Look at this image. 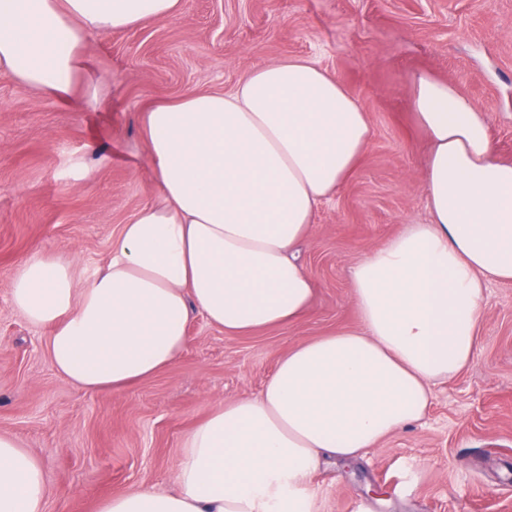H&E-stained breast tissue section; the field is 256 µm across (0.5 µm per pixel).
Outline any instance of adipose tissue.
<instances>
[{"label":"adipose tissue","instance_id":"adipose-tissue-1","mask_svg":"<svg viewBox=\"0 0 512 512\" xmlns=\"http://www.w3.org/2000/svg\"><path fill=\"white\" fill-rule=\"evenodd\" d=\"M182 0H0V73L71 94L91 37L170 19ZM411 118L430 142L427 220L351 269L359 328L304 339L261 394L215 403L184 434L175 490L138 487L96 512H319L323 456L354 459L421 419L430 389L474 359L487 288L512 282V162L482 110L418 73ZM157 199L86 278L32 255L12 304L50 327L53 369L88 391L121 390L172 365L193 312L242 336L298 321L315 282L298 256L315 214L369 147L366 112L313 61L254 69L229 93L145 112ZM39 461L0 435V512H44Z\"/></svg>","mask_w":512,"mask_h":512}]
</instances>
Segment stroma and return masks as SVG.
Wrapping results in <instances>:
<instances>
[{"label": "stroma", "instance_id": "35a3bbf8", "mask_svg": "<svg viewBox=\"0 0 512 512\" xmlns=\"http://www.w3.org/2000/svg\"><path fill=\"white\" fill-rule=\"evenodd\" d=\"M89 51L109 83H77L69 102L0 73V434L40 461L46 512H95L128 489L170 487L182 436L213 403L259 395L296 342L359 327L350 267L426 216L416 73L454 83L512 161V0H183L175 17L97 37ZM291 57L340 81L372 129L301 246L316 282L308 313L227 336L196 312L181 357L151 378L120 391L63 381L49 328L12 306L16 269L37 251L85 274L104 265L121 225L154 198L145 110L231 91ZM312 485L320 512H512V282L489 286L476 355L434 386L426 417L355 463L324 459Z\"/></svg>", "mask_w": 512, "mask_h": 512}]
</instances>
